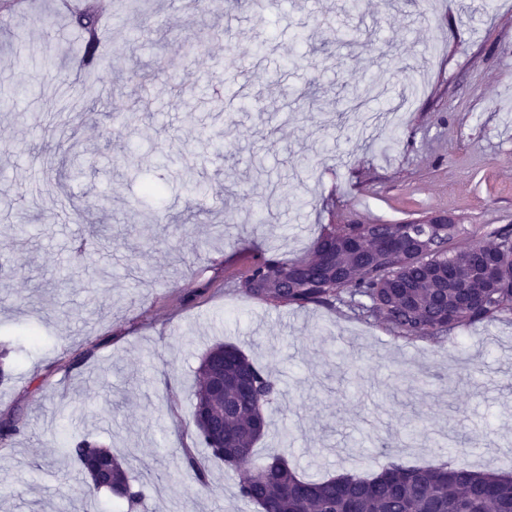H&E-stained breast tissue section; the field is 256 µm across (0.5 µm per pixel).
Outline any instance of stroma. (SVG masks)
Returning <instances> with one entry per match:
<instances>
[{"instance_id":"1","label":"stroma","mask_w":512,"mask_h":512,"mask_svg":"<svg viewBox=\"0 0 512 512\" xmlns=\"http://www.w3.org/2000/svg\"><path fill=\"white\" fill-rule=\"evenodd\" d=\"M48 11L0 0V92L30 90L0 111V421L20 427L0 443V512H123L108 491L84 497L66 434L136 449L130 475L153 483L140 512H257L242 472L211 463L203 490L181 465L218 341L286 382L256 460L287 431L312 480L375 473L383 443L406 465L512 473V316L412 341L235 288L255 256H303L326 224L512 225V0H110L104 64L84 75L48 64L77 37L43 28ZM379 78L385 93L347 111ZM52 98L76 103L91 168L70 167ZM153 209L169 221L134 222Z\"/></svg>"}]
</instances>
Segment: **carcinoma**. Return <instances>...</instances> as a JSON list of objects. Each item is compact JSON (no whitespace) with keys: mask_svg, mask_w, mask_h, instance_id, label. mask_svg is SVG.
<instances>
[{"mask_svg":"<svg viewBox=\"0 0 512 512\" xmlns=\"http://www.w3.org/2000/svg\"><path fill=\"white\" fill-rule=\"evenodd\" d=\"M89 35L84 58L98 60L93 14L75 16ZM421 225L328 224L309 252L297 259H254L237 288L248 298L276 305H340L354 316L385 324L397 336L435 339L457 328L489 324L512 315V227L479 234L460 224L427 252L409 248ZM224 365V398L213 393L214 376ZM248 377L251 400L239 397ZM283 380L256 367L237 347L217 344L199 362L192 419L202 412L222 425H193L199 445L235 471L224 445L253 452L266 426L252 431L261 411L282 392ZM64 452L88 479L84 495L105 489L138 512L149 486L131 483L133 454L118 456L87 438L71 437ZM182 467L208 487L207 464L183 449ZM239 495L262 512H512V474L474 470L446 462L407 466L388 457L379 471L356 470L321 480H304L280 452L256 464V475L239 483Z\"/></svg>","mask_w":512,"mask_h":512,"instance_id":"carcinoma-1","label":"carcinoma"}]
</instances>
